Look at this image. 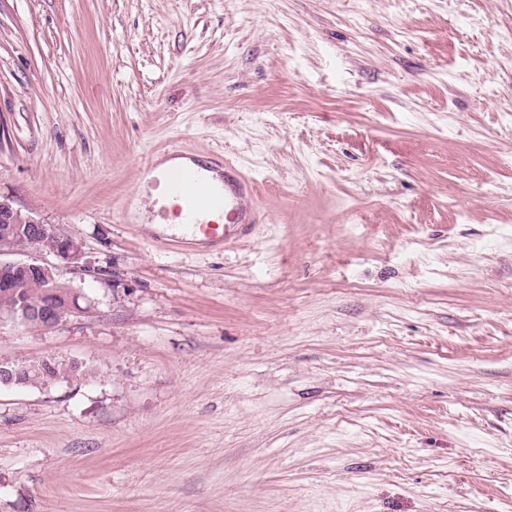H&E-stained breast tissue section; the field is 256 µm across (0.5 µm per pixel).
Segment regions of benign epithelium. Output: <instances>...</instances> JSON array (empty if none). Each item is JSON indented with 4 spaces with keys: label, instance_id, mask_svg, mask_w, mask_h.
I'll return each mask as SVG.
<instances>
[{
    "label": "benign epithelium",
    "instance_id": "1",
    "mask_svg": "<svg viewBox=\"0 0 512 512\" xmlns=\"http://www.w3.org/2000/svg\"><path fill=\"white\" fill-rule=\"evenodd\" d=\"M14 251L46 252L75 272L90 271V266L83 261L80 242L54 225L14 207L10 199L0 197V256ZM25 288H40V296H48L50 300L28 299L22 294ZM0 299L9 302L11 315L25 322L32 319L47 329L81 311L78 293L57 280L55 267L36 261L0 259ZM45 362V358L28 362L0 360V385L31 384L30 372L38 370Z\"/></svg>",
    "mask_w": 512,
    "mask_h": 512
}]
</instances>
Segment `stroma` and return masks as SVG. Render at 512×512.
<instances>
[{"label":"stroma","instance_id":"35a3bbf8","mask_svg":"<svg viewBox=\"0 0 512 512\" xmlns=\"http://www.w3.org/2000/svg\"><path fill=\"white\" fill-rule=\"evenodd\" d=\"M257 222L153 242L141 161ZM0 195L82 313L0 321V512H506L512 0H0ZM167 160L188 159L192 162L171 166L162 178H150L146 186L158 188L161 184L169 198L177 200L184 225L198 228L212 242H224L243 235L255 219V183L245 176L230 160L203 165L193 155L181 150H168ZM204 171L219 174L220 183L215 182ZM224 219L223 224H198L199 216ZM221 229V232H219ZM49 358L28 362H11L0 360V385H37L31 382V371H37Z\"/></svg>","mask_w":512,"mask_h":512}]
</instances>
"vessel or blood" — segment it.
<instances>
[{
  "label": "vessel or blood",
  "mask_w": 512,
  "mask_h": 512,
  "mask_svg": "<svg viewBox=\"0 0 512 512\" xmlns=\"http://www.w3.org/2000/svg\"><path fill=\"white\" fill-rule=\"evenodd\" d=\"M174 158L162 177H153L152 160H145L148 187L163 188L177 200L185 225L199 227L213 242H228L243 235L255 219V183L230 160L204 166L183 162L180 150H170Z\"/></svg>",
  "instance_id": "vessel-or-blood-1"
}]
</instances>
